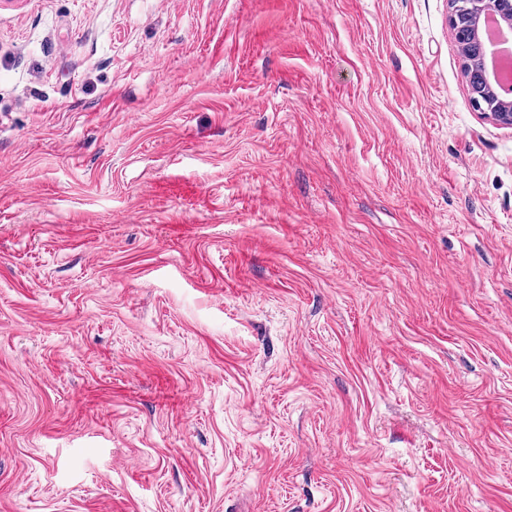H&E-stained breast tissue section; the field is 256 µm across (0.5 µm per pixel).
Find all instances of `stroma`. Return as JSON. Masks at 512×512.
Wrapping results in <instances>:
<instances>
[{
    "label": "stroma",
    "instance_id": "35a3bbf8",
    "mask_svg": "<svg viewBox=\"0 0 512 512\" xmlns=\"http://www.w3.org/2000/svg\"><path fill=\"white\" fill-rule=\"evenodd\" d=\"M448 0H0V512H512V127ZM468 89L471 96L472 104L478 111L484 112L495 123L503 126H512V98L502 96L497 87L495 88V80L491 79L490 74L484 64L482 73L478 70L472 72L468 81ZM499 93V94H498ZM493 95L499 104L498 111H488L485 109V95Z\"/></svg>",
    "mask_w": 512,
    "mask_h": 512
}]
</instances>
